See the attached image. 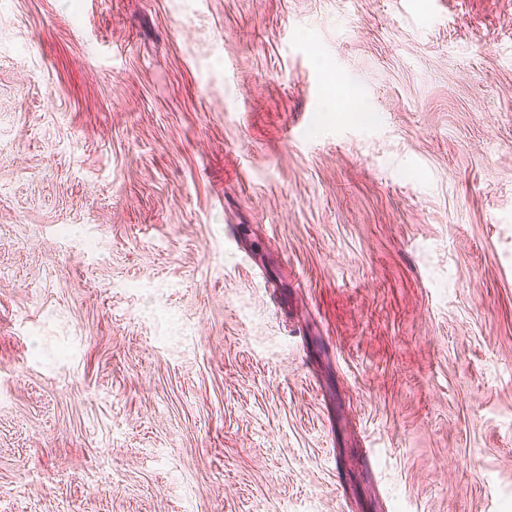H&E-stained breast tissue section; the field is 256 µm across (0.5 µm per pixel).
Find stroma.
<instances>
[{
  "label": "stroma",
  "mask_w": 512,
  "mask_h": 512,
  "mask_svg": "<svg viewBox=\"0 0 512 512\" xmlns=\"http://www.w3.org/2000/svg\"><path fill=\"white\" fill-rule=\"evenodd\" d=\"M0 512H512V0H0Z\"/></svg>",
  "instance_id": "stroma-1"
}]
</instances>
